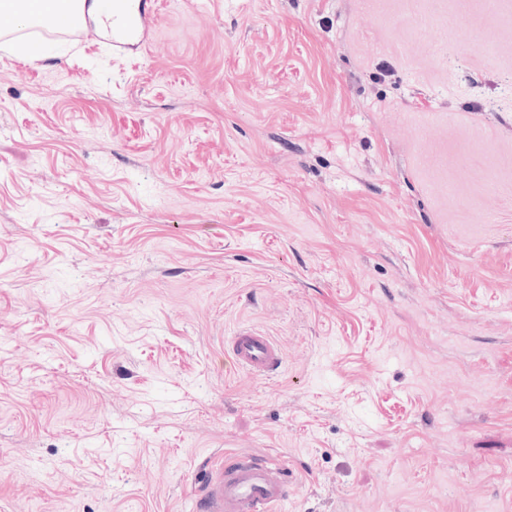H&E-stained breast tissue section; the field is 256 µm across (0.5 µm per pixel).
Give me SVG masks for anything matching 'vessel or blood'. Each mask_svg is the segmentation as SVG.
Segmentation results:
<instances>
[{
    "label": "vessel or blood",
    "instance_id": "obj_1",
    "mask_svg": "<svg viewBox=\"0 0 512 512\" xmlns=\"http://www.w3.org/2000/svg\"><path fill=\"white\" fill-rule=\"evenodd\" d=\"M229 362L255 376H271L281 352L267 334L243 330L233 336ZM288 499V469L282 462L232 454L214 461L196 512H276Z\"/></svg>",
    "mask_w": 512,
    "mask_h": 512
}]
</instances>
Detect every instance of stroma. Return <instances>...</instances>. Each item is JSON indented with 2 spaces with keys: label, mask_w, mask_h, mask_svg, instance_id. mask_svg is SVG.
Listing matches in <instances>:
<instances>
[{
  "label": "stroma",
  "mask_w": 512,
  "mask_h": 512,
  "mask_svg": "<svg viewBox=\"0 0 512 512\" xmlns=\"http://www.w3.org/2000/svg\"><path fill=\"white\" fill-rule=\"evenodd\" d=\"M141 10L0 32V512H512V0ZM229 362L252 375L269 377L281 366L282 357L271 336L255 330H242L232 338ZM206 479L196 512H274L288 499V467L281 461L226 455Z\"/></svg>",
  "instance_id": "obj_1"
}]
</instances>
